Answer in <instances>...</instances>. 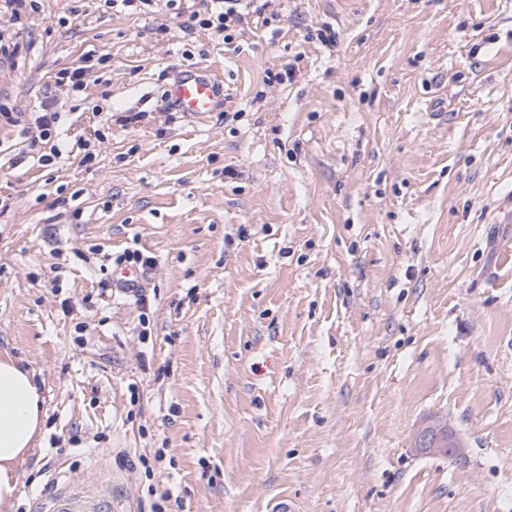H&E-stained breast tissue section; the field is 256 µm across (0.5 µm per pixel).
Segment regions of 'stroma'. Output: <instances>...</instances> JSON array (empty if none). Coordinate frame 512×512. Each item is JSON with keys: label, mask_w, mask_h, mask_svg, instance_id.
I'll list each match as a JSON object with an SVG mask.
<instances>
[{"label": "stroma", "mask_w": 512, "mask_h": 512, "mask_svg": "<svg viewBox=\"0 0 512 512\" xmlns=\"http://www.w3.org/2000/svg\"><path fill=\"white\" fill-rule=\"evenodd\" d=\"M268 8L230 45L163 0L0 16V107L63 114L34 148L0 120V352L45 410L13 512L59 485L512 512V0ZM87 55L83 90L54 85ZM188 66L223 111L167 104ZM128 249L142 305L112 291ZM434 416L461 456L413 448Z\"/></svg>", "instance_id": "stroma-1"}]
</instances>
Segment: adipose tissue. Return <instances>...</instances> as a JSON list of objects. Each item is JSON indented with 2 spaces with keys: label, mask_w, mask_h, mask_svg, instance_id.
<instances>
[{
  "label": "adipose tissue",
  "mask_w": 512,
  "mask_h": 512,
  "mask_svg": "<svg viewBox=\"0 0 512 512\" xmlns=\"http://www.w3.org/2000/svg\"><path fill=\"white\" fill-rule=\"evenodd\" d=\"M44 398L33 371L0 353V512H11L19 468L44 426Z\"/></svg>",
  "instance_id": "ef3b65f1"
}]
</instances>
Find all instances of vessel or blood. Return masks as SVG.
I'll use <instances>...</instances> for the list:
<instances>
[{
    "instance_id": "b4317fda",
    "label": "vessel or blood",
    "mask_w": 512,
    "mask_h": 512,
    "mask_svg": "<svg viewBox=\"0 0 512 512\" xmlns=\"http://www.w3.org/2000/svg\"><path fill=\"white\" fill-rule=\"evenodd\" d=\"M171 106L186 115L198 117L217 112L224 107V83L205 70H184L166 90ZM143 275L138 268L117 266L112 274V290L127 296L138 293ZM115 500L111 492L63 487L38 512H114Z\"/></svg>"
}]
</instances>
